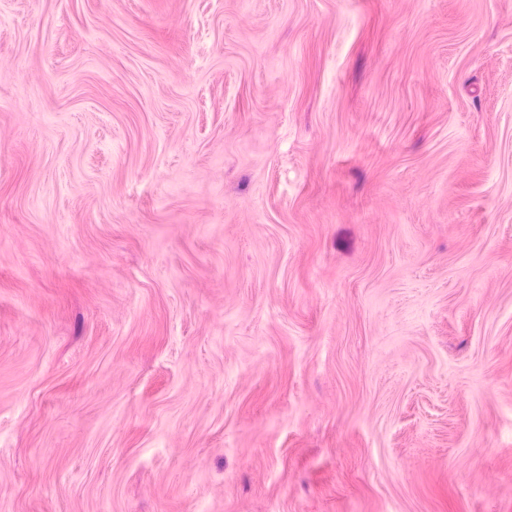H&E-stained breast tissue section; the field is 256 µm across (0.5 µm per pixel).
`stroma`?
<instances>
[{"mask_svg": "<svg viewBox=\"0 0 512 512\" xmlns=\"http://www.w3.org/2000/svg\"><path fill=\"white\" fill-rule=\"evenodd\" d=\"M0 512H512V0H0Z\"/></svg>", "mask_w": 512, "mask_h": 512, "instance_id": "1", "label": "stroma"}]
</instances>
